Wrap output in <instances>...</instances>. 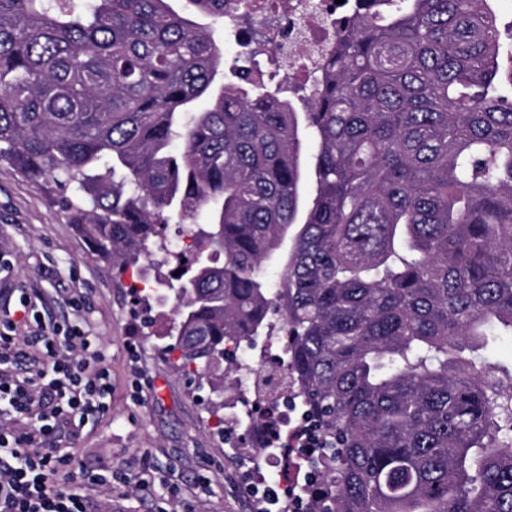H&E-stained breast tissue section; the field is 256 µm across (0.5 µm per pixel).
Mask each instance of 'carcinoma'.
<instances>
[{"instance_id": "obj_1", "label": "carcinoma", "mask_w": 512, "mask_h": 512, "mask_svg": "<svg viewBox=\"0 0 512 512\" xmlns=\"http://www.w3.org/2000/svg\"><path fill=\"white\" fill-rule=\"evenodd\" d=\"M359 2L299 112L221 81L193 17L224 0H0V161L119 277L188 224L157 277L176 371L234 402L228 347L286 331L306 512H512V363L481 356L512 336L497 0Z\"/></svg>"}]
</instances>
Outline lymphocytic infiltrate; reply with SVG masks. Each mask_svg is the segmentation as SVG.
Masks as SVG:
<instances>
[{
	"label": "lymphocytic infiltrate",
	"mask_w": 512,
	"mask_h": 512,
	"mask_svg": "<svg viewBox=\"0 0 512 512\" xmlns=\"http://www.w3.org/2000/svg\"><path fill=\"white\" fill-rule=\"evenodd\" d=\"M21 310L0 319V512H88L56 431L100 410L109 373L80 326Z\"/></svg>",
	"instance_id": "lymphocytic-infiltrate-1"
}]
</instances>
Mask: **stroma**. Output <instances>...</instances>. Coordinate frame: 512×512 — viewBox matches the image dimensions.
<instances>
[{
	"label": "stroma",
	"instance_id": "stroma-1",
	"mask_svg": "<svg viewBox=\"0 0 512 512\" xmlns=\"http://www.w3.org/2000/svg\"><path fill=\"white\" fill-rule=\"evenodd\" d=\"M0 250L10 259L0 270V312L17 310L29 295L45 318L71 320L65 299L81 293L84 319L106 358L112 391L105 414L81 426L62 427L85 471L126 473L148 481L145 492L120 484L88 483L92 508L109 512H264L256 493L263 465L240 433L219 435L207 411L208 390L163 361L169 304L156 303L154 334L144 337L110 265L95 256L64 212L39 185L0 162Z\"/></svg>",
	"mask_w": 512,
	"mask_h": 512
}]
</instances>
